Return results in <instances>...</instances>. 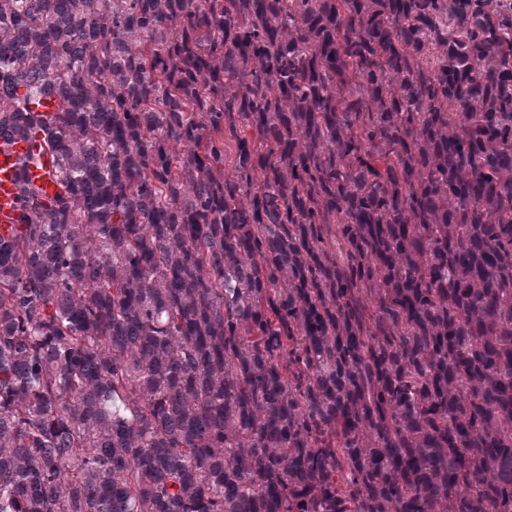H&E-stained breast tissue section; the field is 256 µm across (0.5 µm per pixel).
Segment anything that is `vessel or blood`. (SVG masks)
Masks as SVG:
<instances>
[{
	"instance_id": "1",
	"label": "vessel or blood",
	"mask_w": 512,
	"mask_h": 512,
	"mask_svg": "<svg viewBox=\"0 0 512 512\" xmlns=\"http://www.w3.org/2000/svg\"><path fill=\"white\" fill-rule=\"evenodd\" d=\"M33 153L30 141L0 137V235L20 221L16 197L23 183L36 186L47 199L60 190L50 165L33 161Z\"/></svg>"
}]
</instances>
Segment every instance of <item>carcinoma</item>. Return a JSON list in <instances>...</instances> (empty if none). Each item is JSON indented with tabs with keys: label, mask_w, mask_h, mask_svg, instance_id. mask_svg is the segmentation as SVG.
Here are the masks:
<instances>
[{
	"label": "carcinoma",
	"mask_w": 512,
	"mask_h": 512,
	"mask_svg": "<svg viewBox=\"0 0 512 512\" xmlns=\"http://www.w3.org/2000/svg\"><path fill=\"white\" fill-rule=\"evenodd\" d=\"M36 133L0 512H512L511 6L0 0Z\"/></svg>",
	"instance_id": "obj_1"
}]
</instances>
